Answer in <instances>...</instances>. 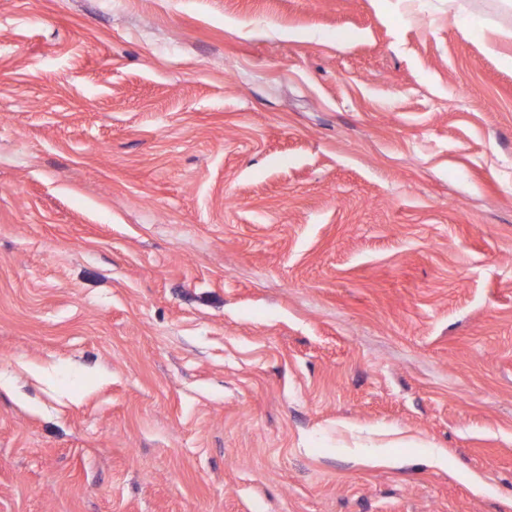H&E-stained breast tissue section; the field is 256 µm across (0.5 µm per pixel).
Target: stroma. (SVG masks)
<instances>
[{
  "label": "stroma",
  "mask_w": 512,
  "mask_h": 512,
  "mask_svg": "<svg viewBox=\"0 0 512 512\" xmlns=\"http://www.w3.org/2000/svg\"><path fill=\"white\" fill-rule=\"evenodd\" d=\"M0 512H512V7L0 0Z\"/></svg>",
  "instance_id": "1"
}]
</instances>
